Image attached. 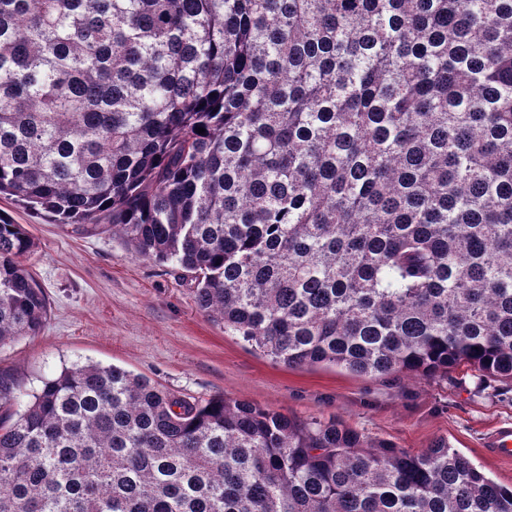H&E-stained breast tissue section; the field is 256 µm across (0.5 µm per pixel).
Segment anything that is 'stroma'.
<instances>
[{"mask_svg":"<svg viewBox=\"0 0 512 512\" xmlns=\"http://www.w3.org/2000/svg\"><path fill=\"white\" fill-rule=\"evenodd\" d=\"M0 213L33 239L26 263L50 301L37 335L0 347V376L14 380L21 401L63 366L113 364L186 398L247 400L304 422L334 419L373 444L419 451L443 440L512 486V464L483 447L495 427L512 425V382L464 365L430 376H370L276 364L201 312L193 282L177 266L134 256L112 233L78 232L7 199Z\"/></svg>","mask_w":512,"mask_h":512,"instance_id":"1","label":"stroma"}]
</instances>
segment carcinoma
<instances>
[{
	"mask_svg": "<svg viewBox=\"0 0 512 512\" xmlns=\"http://www.w3.org/2000/svg\"><path fill=\"white\" fill-rule=\"evenodd\" d=\"M0 195L175 264L288 367L512 381V0H0ZM34 246L0 216V347L50 315ZM15 399L0 512H512L444 441L114 365Z\"/></svg>",
	"mask_w": 512,
	"mask_h": 512,
	"instance_id": "cac0c4a2",
	"label": "carcinoma"
}]
</instances>
